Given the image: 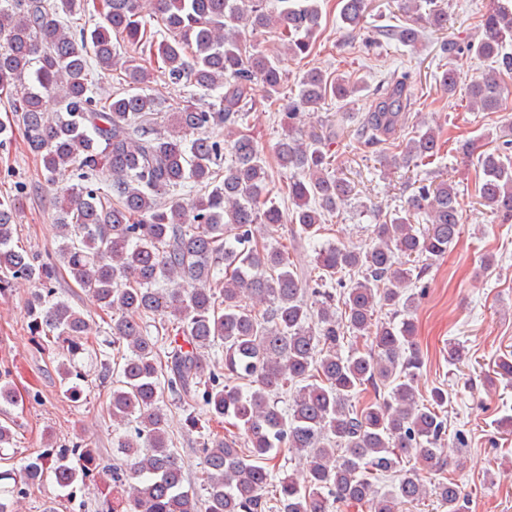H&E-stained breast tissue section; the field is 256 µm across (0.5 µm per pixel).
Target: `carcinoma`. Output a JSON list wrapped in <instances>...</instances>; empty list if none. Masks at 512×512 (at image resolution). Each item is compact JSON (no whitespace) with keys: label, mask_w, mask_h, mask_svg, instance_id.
I'll use <instances>...</instances> for the list:
<instances>
[{"label":"carcinoma","mask_w":512,"mask_h":512,"mask_svg":"<svg viewBox=\"0 0 512 512\" xmlns=\"http://www.w3.org/2000/svg\"><path fill=\"white\" fill-rule=\"evenodd\" d=\"M163 25V39L148 32L144 3ZM100 0L102 22L74 30L63 16L88 0H0V96L16 112L28 150L39 158L53 191L57 256L61 270L110 313L116 379L106 404L120 463L112 466L116 512H334L338 502H361L375 492L371 477L396 471L412 452L436 466L447 426L441 388L422 402L417 381L422 358L416 325L404 317L378 321L377 308L410 312L426 265L444 258L461 234L456 187L442 178L420 184L403 210L375 227V241L358 250L328 243L314 248L308 269L294 267L255 228L285 221L269 189L263 152L238 125L253 103V86L275 100L283 84L280 55L248 48L264 29H278L290 59L308 57L321 28L319 0ZM402 24L377 36L415 47L420 25L436 29L448 14L436 0H397ZM340 19L365 29L368 0H339ZM428 11L422 12L423 5ZM479 34L444 50L455 58L472 53L498 69L461 85L460 72L446 68L439 89L464 92L473 112H498L512 79V0H493ZM157 50L162 75L186 80L210 97L159 116L156 99L143 92L154 80ZM121 70L127 89L100 100L90 95L89 61ZM359 85L345 73L306 71L286 103L283 132L275 148L289 171L290 222L296 238L311 242L326 216L348 201L354 187L336 174V153L316 133L296 127L300 111H315L327 98L346 101ZM409 75L392 76L376 89V105L357 127L365 146L393 139L407 120ZM492 152L473 141L460 145L477 157L483 177L479 201L512 221V131ZM441 128L397 145L385 167H419L440 157ZM74 167L88 180L111 175L110 192L88 184L61 186L59 170ZM188 190L187 196L178 192ZM16 206L0 201V291L19 281L45 285L55 270L31 261L14 244ZM427 226L416 229L411 214ZM358 272L359 279H346ZM340 288L339 295L333 288ZM323 298L313 312L304 295ZM31 329L41 347L59 354L56 366L65 393L77 397L86 374L77 359L98 333L96 323L64 300L41 292L29 300ZM175 326L163 343L146 324ZM364 340L366 348L342 353L341 337ZM222 349L224 372L210 352ZM387 385L383 399L359 402L367 387ZM288 397L279 407V395ZM170 395L202 409L208 420L243 432V441L210 433L199 449V485L192 484L169 437L161 402ZM9 423L0 422V460L15 447ZM22 459L20 470L0 471V512L33 488L51 481L62 492L85 486L93 463L80 446L52 449ZM307 453L301 475L276 478L285 453ZM434 493L447 512H466L455 483ZM428 494L418 475H401L393 493L377 500L376 512Z\"/></svg>","instance_id":"carcinoma-1"}]
</instances>
